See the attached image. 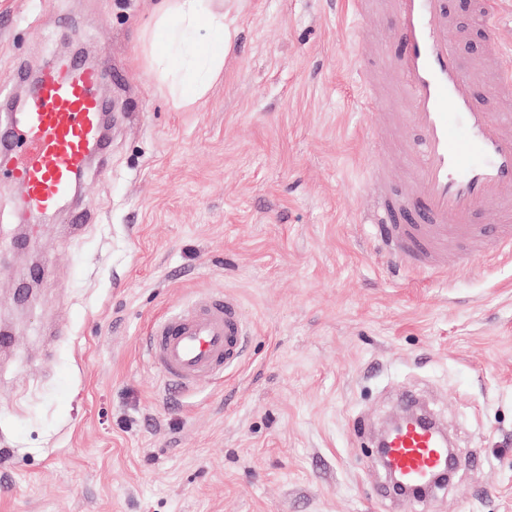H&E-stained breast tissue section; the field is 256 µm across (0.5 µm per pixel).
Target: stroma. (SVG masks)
<instances>
[{
    "instance_id": "1",
    "label": "stroma",
    "mask_w": 512,
    "mask_h": 512,
    "mask_svg": "<svg viewBox=\"0 0 512 512\" xmlns=\"http://www.w3.org/2000/svg\"><path fill=\"white\" fill-rule=\"evenodd\" d=\"M156 0H0V87L81 51L119 73L106 166L0 273V512H512V253L431 276L380 252L353 69L387 15L224 0L232 49L175 103L148 56ZM237 299L246 358L170 405L149 324ZM68 332L55 336L58 326ZM409 391L463 466L384 496L376 429Z\"/></svg>"
}]
</instances>
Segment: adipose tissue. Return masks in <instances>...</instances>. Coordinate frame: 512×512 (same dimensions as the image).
<instances>
[{"label": "adipose tissue", "mask_w": 512, "mask_h": 512, "mask_svg": "<svg viewBox=\"0 0 512 512\" xmlns=\"http://www.w3.org/2000/svg\"><path fill=\"white\" fill-rule=\"evenodd\" d=\"M151 62L170 79L178 101L205 96L224 71L231 41L222 0H164L150 33Z\"/></svg>", "instance_id": "ef3b65f1"}]
</instances>
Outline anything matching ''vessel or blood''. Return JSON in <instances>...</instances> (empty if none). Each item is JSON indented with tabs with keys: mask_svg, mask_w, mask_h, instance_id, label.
Segmentation results:
<instances>
[{
	"mask_svg": "<svg viewBox=\"0 0 512 512\" xmlns=\"http://www.w3.org/2000/svg\"><path fill=\"white\" fill-rule=\"evenodd\" d=\"M394 19L382 67L360 58V107L372 112L368 172L377 192L367 222L381 251L403 267L446 271L468 257L512 252V48L501 36L505 0H473L481 49L451 0H383ZM105 67L65 59L45 68L16 105L0 108V182L20 190L17 221L64 214L74 231L79 178L106 160L99 89ZM493 221H486V213ZM237 302L208 292L157 317L145 346L168 395L224 375L245 356ZM439 430L403 416L388 461L404 480L428 484L446 461Z\"/></svg>",
	"mask_w": 512,
	"mask_h": 512,
	"instance_id": "obj_1",
	"label": "vessel or blood"
}]
</instances>
